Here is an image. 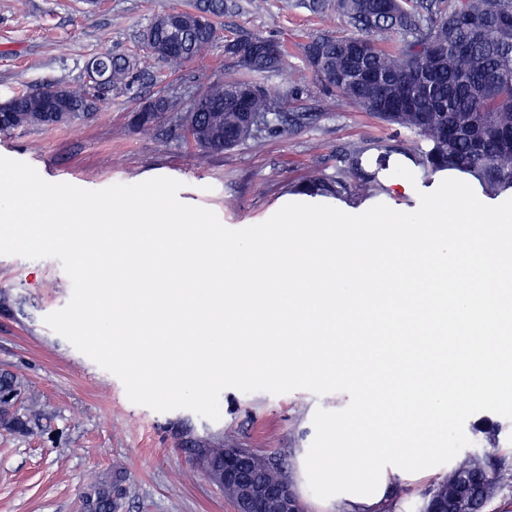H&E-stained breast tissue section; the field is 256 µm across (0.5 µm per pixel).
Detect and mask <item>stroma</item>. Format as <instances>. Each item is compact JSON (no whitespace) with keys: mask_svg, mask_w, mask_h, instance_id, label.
Segmentation results:
<instances>
[{"mask_svg":"<svg viewBox=\"0 0 512 512\" xmlns=\"http://www.w3.org/2000/svg\"><path fill=\"white\" fill-rule=\"evenodd\" d=\"M196 0H0V102L53 83L88 78L101 54L139 58L129 86L105 92L95 111L53 128L0 132V156L23 161L52 183L98 190L155 177L182 182L179 199L214 211L228 228L266 221L291 197L303 196L314 175L342 183L327 203L356 215L377 204L415 211L420 193L434 191L441 175L424 176L402 155L407 132L391 128L336 96L305 70L304 47L327 31L349 33L345 18L329 19L296 7L295 0H249L216 18L219 37L208 54L170 69L146 54L140 42L151 19ZM257 34L284 45L286 72L262 76V84L289 111L317 113V120L284 134H259L246 144L198 161L197 150L174 120L148 133L133 130L137 109L158 95L191 98L209 82L236 77L225 42ZM393 148L389 169L375 159ZM359 169H351L350 159ZM411 180V189L400 186ZM0 370L22 376L21 408L39 413L40 427L22 435L0 428V512H83L80 494L99 474L126 472L135 486L123 512H235L223 489L198 471L186 449L223 442L267 455L291 449L285 460L305 512H331L309 489L300 459L310 447L317 409L338 411L348 394L296 390L273 395L224 389L219 420L192 411L157 412L129 401L122 382L50 329L45 316L64 307L71 281L59 260L0 255Z\"/></svg>","mask_w":512,"mask_h":512,"instance_id":"stroma-1","label":"stroma"}]
</instances>
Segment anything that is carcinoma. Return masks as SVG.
Wrapping results in <instances>:
<instances>
[{
  "instance_id": "cac0c4a2",
  "label": "carcinoma",
  "mask_w": 512,
  "mask_h": 512,
  "mask_svg": "<svg viewBox=\"0 0 512 512\" xmlns=\"http://www.w3.org/2000/svg\"><path fill=\"white\" fill-rule=\"evenodd\" d=\"M298 6L339 14L353 27L341 36L316 35L305 48L308 71L336 93V102L352 104L409 132L413 139L407 158L424 173L455 171L489 193L512 190V29L473 32L488 19L512 15V0H300ZM225 8V0H198L194 11L210 19L206 30L185 25L180 49L162 60L179 69L203 56L218 38L212 19L224 15ZM434 46L443 51L431 54ZM94 62L109 73L111 87L126 85L136 66L109 53ZM286 66V54L279 48L270 58L258 56L237 67L242 77L210 84L189 104L178 95H159L161 111L136 129L148 133L168 115L182 122L194 107L199 131L195 147L203 161L256 138L254 127L240 115L237 97L242 92H252L248 109L260 113L264 129L272 133L320 117L286 111L284 103L258 82L264 74ZM65 90L69 111L58 113L53 122L39 111L43 99L38 94L11 99V110L0 119V131L56 127L81 119L91 88L67 85ZM23 391L22 378L0 371V426L31 434L39 428L40 418L15 408ZM190 452L203 455L218 470L224 468L227 449L222 443ZM244 456L257 482L290 481L285 453ZM128 481L121 472L94 479L81 492L84 512H120L129 493ZM505 487L512 488V457L501 453L493 437L490 447L461 455L448 475L424 492L420 512H487Z\"/></svg>"
}]
</instances>
